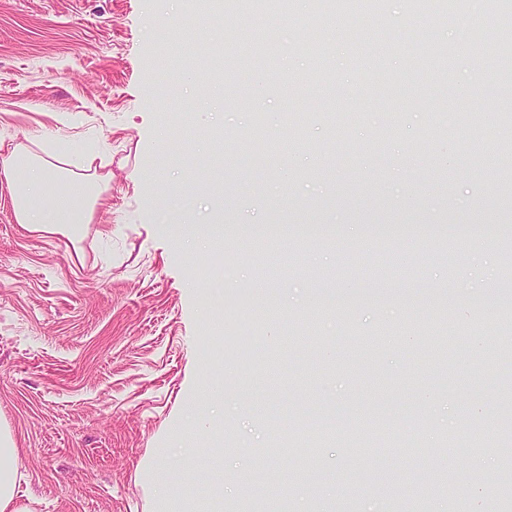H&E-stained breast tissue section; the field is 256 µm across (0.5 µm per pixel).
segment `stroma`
I'll return each instance as SVG.
<instances>
[{
  "mask_svg": "<svg viewBox=\"0 0 512 512\" xmlns=\"http://www.w3.org/2000/svg\"><path fill=\"white\" fill-rule=\"evenodd\" d=\"M164 8L185 21L166 44ZM203 12L198 0H0V147L69 143L63 167L107 186L92 223L39 236L0 179V429L18 450L21 506L165 512L163 467L184 512L240 506L256 483L288 491L264 512H495L484 491L507 479L494 444L512 424L497 401L512 387L500 88L470 69L446 17L409 0H384L381 35L351 18L324 37L325 102L294 48L319 0L276 15L275 48L250 58ZM422 36L456 47L447 72H417ZM215 50L265 117L263 152L251 114L206 90L199 62ZM445 82L462 97L445 101ZM450 110L478 127L436 133ZM294 112L309 113L311 146L284 153ZM166 125L195 136L165 141ZM176 213L220 221L223 243L180 248ZM378 225L406 231L371 236ZM460 327L452 364L412 363L417 337ZM383 422L399 450L361 443ZM448 431L461 442L444 455ZM475 433L490 444L479 455Z\"/></svg>",
  "mask_w": 512,
  "mask_h": 512,
  "instance_id": "obj_1",
  "label": "stroma"
}]
</instances>
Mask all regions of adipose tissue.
I'll return each instance as SVG.
<instances>
[{
	"label": "adipose tissue",
	"mask_w": 512,
	"mask_h": 512,
	"mask_svg": "<svg viewBox=\"0 0 512 512\" xmlns=\"http://www.w3.org/2000/svg\"><path fill=\"white\" fill-rule=\"evenodd\" d=\"M0 176L14 187L18 223L38 234L76 233L91 222L104 191L99 180L66 177L62 167L25 148L0 156ZM16 453L0 433V512H23L17 502Z\"/></svg>",
	"instance_id": "ef3b65f1"
}]
</instances>
